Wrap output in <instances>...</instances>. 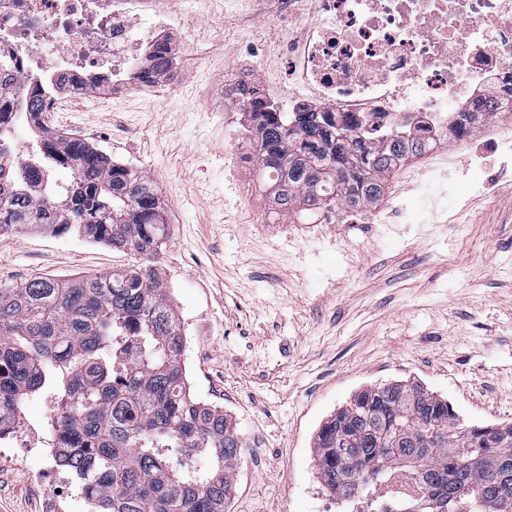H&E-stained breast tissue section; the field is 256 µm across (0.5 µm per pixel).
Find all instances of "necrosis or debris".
Instances as JSON below:
<instances>
[{"mask_svg":"<svg viewBox=\"0 0 512 512\" xmlns=\"http://www.w3.org/2000/svg\"><path fill=\"white\" fill-rule=\"evenodd\" d=\"M269 42L286 61L288 109L352 120L378 137L424 124L432 139L470 143L480 125L512 118V0H279ZM178 15L154 0H0V109L39 100L46 124L70 97H88L107 78L128 81L151 70L150 85L176 89L177 62L153 70L170 51ZM43 422L10 420L0 446L28 444L51 461L59 435L56 404L43 398Z\"/></svg>","mask_w":512,"mask_h":512,"instance_id":"obj_1","label":"necrosis or debris"}]
</instances>
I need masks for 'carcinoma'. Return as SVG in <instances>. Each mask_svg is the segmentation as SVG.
<instances>
[{
  "label": "carcinoma",
  "mask_w": 512,
  "mask_h": 512,
  "mask_svg": "<svg viewBox=\"0 0 512 512\" xmlns=\"http://www.w3.org/2000/svg\"><path fill=\"white\" fill-rule=\"evenodd\" d=\"M245 148L273 209L305 218L378 199L386 176L422 154V135L387 132L379 145L353 125L313 112L246 113ZM12 127L0 112V234L31 227L75 232L141 257L132 269L0 288V426L34 396L61 402L57 459L99 512H224L244 440L224 410L190 395L183 335L155 259L168 236L156 182L81 140L47 136L20 169L9 165ZM69 181H52L57 168ZM52 198L35 197L31 181ZM314 440L319 477L352 498L394 471L421 496L379 512H512V423L467 425L448 402L409 382L371 386ZM191 453L202 465L187 467ZM109 474L103 490L91 468Z\"/></svg>",
  "instance_id": "carcinoma-1"
}]
</instances>
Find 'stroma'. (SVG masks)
<instances>
[{
  "mask_svg": "<svg viewBox=\"0 0 512 512\" xmlns=\"http://www.w3.org/2000/svg\"><path fill=\"white\" fill-rule=\"evenodd\" d=\"M175 43L199 74L172 95L101 87L52 125L155 180L170 234L157 261L186 332L192 394L222 407L254 452L242 453L227 512H327L314 438L372 385L418 383L465 423H512V167L482 141H440L447 162H417L383 198L339 224L269 222V200L236 129L210 122L212 100L244 69L240 18L214 0L184 6ZM498 168L472 190L475 159ZM132 255L70 234L0 235V284L107 274ZM38 453L0 462V512H46Z\"/></svg>",
  "mask_w": 512,
  "mask_h": 512,
  "instance_id": "obj_1",
  "label": "stroma"
}]
</instances>
